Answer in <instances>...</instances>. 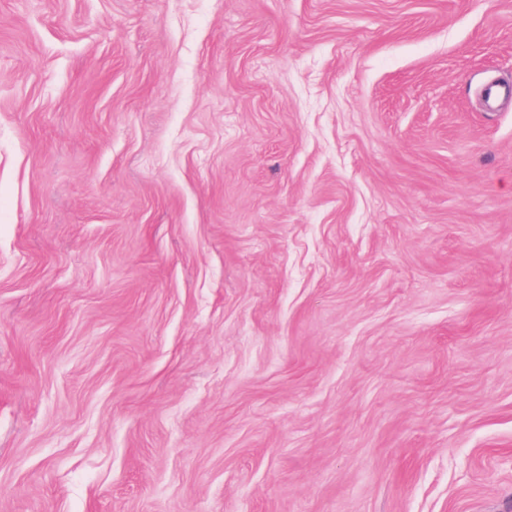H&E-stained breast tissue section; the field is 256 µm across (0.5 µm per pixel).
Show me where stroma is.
Here are the masks:
<instances>
[{
    "label": "stroma",
    "mask_w": 512,
    "mask_h": 512,
    "mask_svg": "<svg viewBox=\"0 0 512 512\" xmlns=\"http://www.w3.org/2000/svg\"><path fill=\"white\" fill-rule=\"evenodd\" d=\"M512 0H0V512H512Z\"/></svg>",
    "instance_id": "stroma-1"
}]
</instances>
